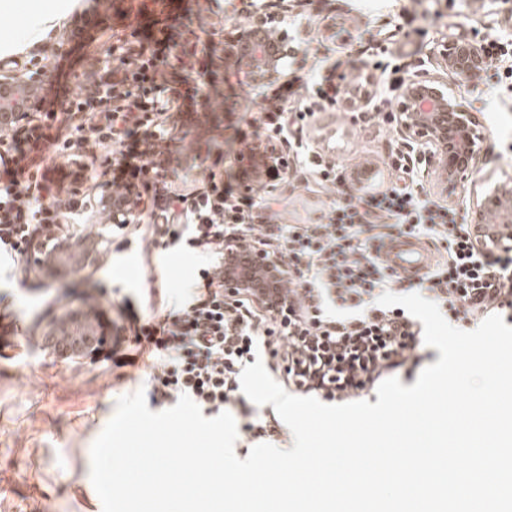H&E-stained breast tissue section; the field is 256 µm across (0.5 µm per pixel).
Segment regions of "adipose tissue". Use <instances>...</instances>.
<instances>
[{"mask_svg":"<svg viewBox=\"0 0 512 512\" xmlns=\"http://www.w3.org/2000/svg\"><path fill=\"white\" fill-rule=\"evenodd\" d=\"M79 0H0L11 16L0 27V55L24 52L45 40L49 31L65 20Z\"/></svg>","mask_w":512,"mask_h":512,"instance_id":"obj_1","label":"adipose tissue"}]
</instances>
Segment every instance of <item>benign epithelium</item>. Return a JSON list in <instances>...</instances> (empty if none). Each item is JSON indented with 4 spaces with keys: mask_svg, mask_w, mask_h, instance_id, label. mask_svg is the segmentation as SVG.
Instances as JSON below:
<instances>
[{
    "mask_svg": "<svg viewBox=\"0 0 512 512\" xmlns=\"http://www.w3.org/2000/svg\"><path fill=\"white\" fill-rule=\"evenodd\" d=\"M274 22L275 17L259 6L254 11L251 31H274L279 55L285 59L294 51V47L290 45L288 32L274 25ZM232 49L233 54L244 53L250 58L247 76L254 86L262 87L282 74L281 69L270 62L271 46L252 34L234 41ZM440 55L444 59L446 72L458 83H472L482 74L485 61L483 46L465 34L451 35L448 42L442 44ZM40 83L41 75L37 71L29 68L6 70L0 65V90L12 86L31 91ZM395 91L399 99V108L394 117L397 129L403 137L420 145L429 164L444 174L438 181L441 192L448 191L450 182L467 181L476 172L474 138L480 136L471 104L449 88L443 78L428 74L412 75L401 80L395 86ZM33 106L34 98L31 96L0 95V123L26 127ZM271 165L272 161L266 153L264 161L258 165L253 164L251 158H246L245 170L249 178L259 180L266 176ZM475 208L481 212L495 208L500 211L502 223L511 224L512 183L482 181ZM136 220L137 212L134 209L112 208V223L116 226L133 224ZM224 253L242 257L243 264L255 271L253 277L224 281V294L228 297L235 296L242 288H270L274 282L289 278L288 265L282 261L281 254L268 250L256 239L231 233L224 238ZM69 318L76 336L91 340L98 334L104 335L78 312H69Z\"/></svg>",
    "mask_w": 512,
    "mask_h": 512,
    "instance_id": "obj_1",
    "label": "benign epithelium"
}]
</instances>
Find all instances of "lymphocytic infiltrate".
Listing matches in <instances>:
<instances>
[{
  "mask_svg": "<svg viewBox=\"0 0 512 512\" xmlns=\"http://www.w3.org/2000/svg\"><path fill=\"white\" fill-rule=\"evenodd\" d=\"M161 27L152 47L126 42L121 69H97L92 93L71 94L63 107L41 101L24 143L14 144L10 158L0 157V251L18 256L27 236L50 238L61 232L60 214L38 202L44 172L43 142L78 171H99L112 184L134 188L160 178L161 166L145 162L135 148L112 150L118 125L154 115V140L165 141L175 112L186 97L162 85V60L173 45ZM352 96L333 75L293 74L273 91L265 111L277 131H304L317 113ZM98 111L96 122H82ZM110 149L106 167H98V149ZM136 206L148 210L154 245L182 241L205 255L183 305L164 309L156 320L131 319L135 337L145 339L155 360L153 390L161 401L177 402L188 394L209 413L242 404L240 374L265 349L284 365V389L291 393H326L344 401L359 390L421 363L422 323L403 307L378 305V297L395 291L402 279L379 261L392 228L441 241L444 252L424 279L410 291L434 301L450 322L479 325L490 315L512 310V236L479 244L468 225L458 223L456 209L421 196L414 186L379 183L346 193L321 224H274L270 237L279 242L289 268L288 300L279 308L243 295L224 294L220 273L227 225L249 227L254 200L238 199L223 175H210L202 190L185 195L171 185L152 195L136 192Z\"/></svg>",
  "mask_w": 512,
  "mask_h": 512,
  "instance_id": "lymphocytic-infiltrate-1",
  "label": "lymphocytic infiltrate"
}]
</instances>
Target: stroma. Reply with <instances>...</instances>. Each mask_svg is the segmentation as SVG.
Wrapping results in <instances>:
<instances>
[{
	"instance_id": "obj_1",
	"label": "stroma",
	"mask_w": 512,
	"mask_h": 512,
	"mask_svg": "<svg viewBox=\"0 0 512 512\" xmlns=\"http://www.w3.org/2000/svg\"><path fill=\"white\" fill-rule=\"evenodd\" d=\"M255 0H242L237 19L224 16V0H81L80 6L47 38L17 62L34 61L43 84L57 93L86 87L96 60L112 56L121 40L138 32L153 35V19L167 21L176 35L163 69L171 87L189 92L192 103L177 116L162 147L179 160L167 179L190 192L210 172H239L245 141L265 144L261 123L267 88L253 87L225 51L230 39L247 32ZM488 0H295L283 23L296 59L324 55L323 38H332L342 64L336 73L357 84L370 73L362 99L321 113L302 138L304 148L326 154L341 182L357 163L374 160L379 180H389L392 147L406 141L388 116L396 112L393 90L400 78L442 74L437 54L449 35L465 33L480 43L497 42L499 70L488 71L475 86L454 84L473 100L485 138L478 144L481 175L512 180V40L489 29ZM370 26L362 46H354L355 28ZM193 54L195 68L183 61ZM369 112L371 123L360 115ZM288 175L267 182L266 207L253 211L254 222L316 224L337 200L302 173L295 147H287ZM149 216L137 226L95 224L93 232L110 239L108 253L92 266L59 278L31 269L25 260L0 255V512H88L83 483L90 478L91 446L111 420L117 399L152 392L151 361L136 365L95 362L90 356L64 362L46 346L44 326L63 305L94 306L109 327L110 340H122L123 353L134 346L128 317L155 315L161 296L181 299L201 266V258L182 246L160 250L149 234Z\"/></svg>"
}]
</instances>
